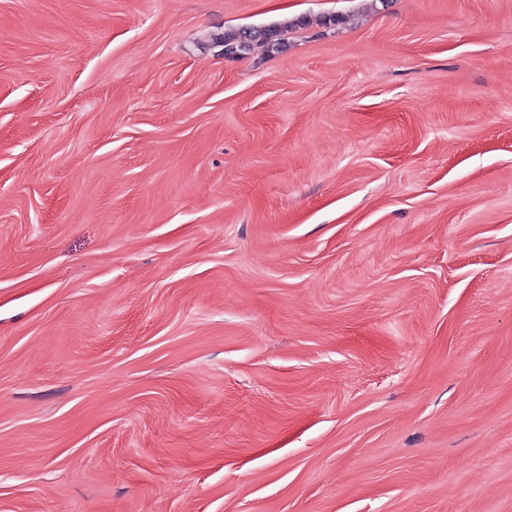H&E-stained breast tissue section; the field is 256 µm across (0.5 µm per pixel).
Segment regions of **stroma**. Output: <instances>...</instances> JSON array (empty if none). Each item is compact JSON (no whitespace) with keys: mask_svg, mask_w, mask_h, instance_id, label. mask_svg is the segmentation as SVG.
Returning <instances> with one entry per match:
<instances>
[{"mask_svg":"<svg viewBox=\"0 0 512 512\" xmlns=\"http://www.w3.org/2000/svg\"><path fill=\"white\" fill-rule=\"evenodd\" d=\"M0 512H512V0H0ZM280 34L279 29L271 27H249L224 35L217 40L224 47V56L246 54L255 47H265L267 50L277 47L281 39H274Z\"/></svg>","mask_w":512,"mask_h":512,"instance_id":"obj_1","label":"stroma"}]
</instances>
